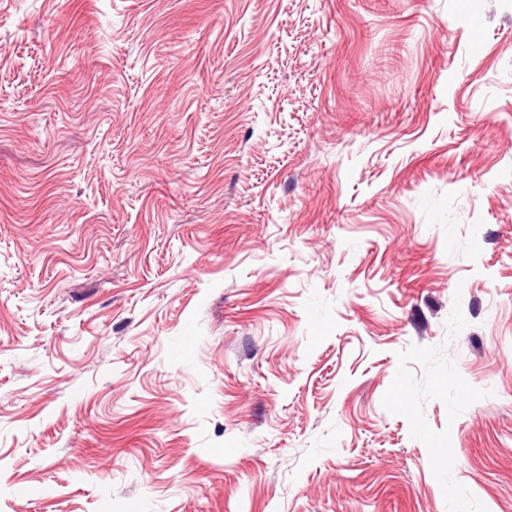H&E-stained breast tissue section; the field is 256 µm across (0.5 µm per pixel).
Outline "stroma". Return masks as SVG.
Listing matches in <instances>:
<instances>
[{"instance_id":"obj_1","label":"stroma","mask_w":512,"mask_h":512,"mask_svg":"<svg viewBox=\"0 0 512 512\" xmlns=\"http://www.w3.org/2000/svg\"><path fill=\"white\" fill-rule=\"evenodd\" d=\"M0 512H512V0H0Z\"/></svg>"}]
</instances>
